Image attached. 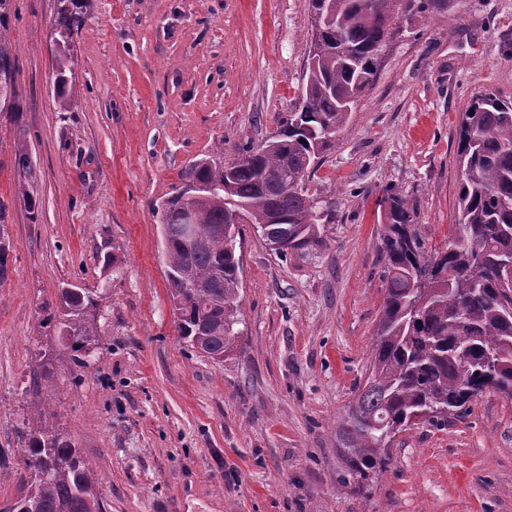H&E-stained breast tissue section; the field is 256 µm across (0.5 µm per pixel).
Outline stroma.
<instances>
[{
    "label": "stroma",
    "instance_id": "1",
    "mask_svg": "<svg viewBox=\"0 0 512 512\" xmlns=\"http://www.w3.org/2000/svg\"><path fill=\"white\" fill-rule=\"evenodd\" d=\"M57 0H12L22 96L0 111V507L27 473L40 355L48 421L101 478L105 512H512V399L473 398L399 434L369 487L340 483L336 423L366 375L384 288L380 201L400 190L427 248L456 222L457 129L471 99L512 100V0L401 17L377 78L306 185L323 244L280 257L241 233L240 339L182 343L155 208L185 169L272 136L303 84L309 0H88L67 111L48 34ZM25 144L31 173L13 158ZM107 287L85 366L39 320L62 283Z\"/></svg>",
    "mask_w": 512,
    "mask_h": 512
}]
</instances>
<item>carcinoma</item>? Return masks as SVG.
Masks as SVG:
<instances>
[{
	"instance_id": "1",
	"label": "carcinoma",
	"mask_w": 512,
	"mask_h": 512,
	"mask_svg": "<svg viewBox=\"0 0 512 512\" xmlns=\"http://www.w3.org/2000/svg\"><path fill=\"white\" fill-rule=\"evenodd\" d=\"M88 0H58L53 25L72 40ZM441 0H310L322 23V46L303 75L291 112L263 148L249 146L232 169L201 161L182 175L161 214L176 329L188 347L221 359L237 337L219 335L237 324L242 266L240 224H268L285 241V256L322 242L329 207L308 194L305 177L354 105L377 77L378 55L394 33L387 21L439 8ZM10 0H0V104L20 98L13 49L5 26ZM57 96L69 95L68 56L57 59ZM457 223L444 250H428L416 209L390 188L380 202L385 231L381 255L385 293L375 328L368 376L340 416L336 448L341 480L362 488L390 460L385 431L427 423L491 390L512 397V102L475 96L459 123ZM276 221L268 223L270 217ZM192 218L199 239L183 246ZM190 274L197 287L185 286ZM103 291L60 288V336L73 362L97 336ZM29 479L4 512H103L99 478L71 438L49 424L25 434L21 454Z\"/></svg>"
}]
</instances>
